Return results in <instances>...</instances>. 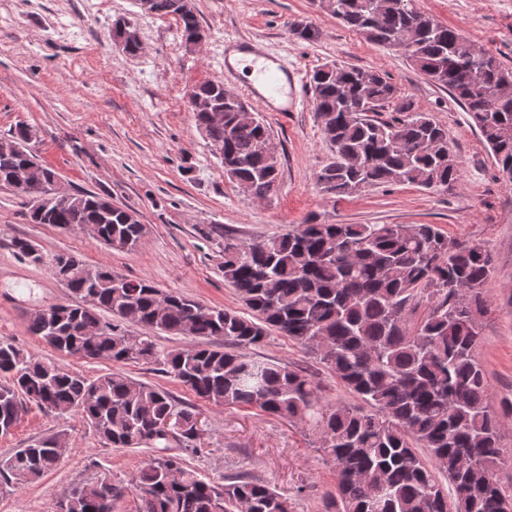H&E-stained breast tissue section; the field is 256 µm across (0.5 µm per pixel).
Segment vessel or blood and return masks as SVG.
I'll return each mask as SVG.
<instances>
[{
	"instance_id": "obj_1",
	"label": "vessel or blood",
	"mask_w": 512,
	"mask_h": 512,
	"mask_svg": "<svg viewBox=\"0 0 512 512\" xmlns=\"http://www.w3.org/2000/svg\"><path fill=\"white\" fill-rule=\"evenodd\" d=\"M249 53L243 62V87L247 94L266 112H295L304 101V84L299 71L288 65L280 53L262 42L240 43L225 40L217 54L221 73H231L229 53L237 47Z\"/></svg>"
}]
</instances>
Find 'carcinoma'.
Instances as JSON below:
<instances>
[{
    "instance_id": "carcinoma-1",
    "label": "carcinoma",
    "mask_w": 512,
    "mask_h": 512,
    "mask_svg": "<svg viewBox=\"0 0 512 512\" xmlns=\"http://www.w3.org/2000/svg\"><path fill=\"white\" fill-rule=\"evenodd\" d=\"M333 16L367 40L402 52L431 82L448 90L472 118L498 168H512V69L456 29L419 10L416 0H335ZM153 14L173 16L184 40L201 26L181 0H153ZM314 110L332 158L317 184L336 198L370 187L412 185L451 190L458 179L448 131L426 112L397 105L400 117L376 114L396 99L395 86L376 70L324 64L310 77ZM241 100H224L218 81L193 87L189 111L210 140L224 143V177L247 182L262 200L278 185L277 156L259 149L270 128L248 121ZM223 119L212 120V111ZM30 128L9 131L0 149V187L14 172L33 169L51 183L55 173L29 149ZM34 224L78 228L102 245L135 249L143 225L127 210L94 193L68 202L43 198L29 214ZM15 253L35 263L43 256L16 239ZM67 284L77 304H57L48 317L29 321V332L60 353L115 363L158 364L197 398L227 407L257 409L301 422L317 434L336 472L325 512H503L512 501L497 469L512 460L500 446V417L491 385L476 358L480 317L488 312L483 285L494 271L479 243L448 237L436 224H322L309 221L252 242L224 239V281L249 310L209 307L151 281L123 278L70 256ZM425 307L423 317L417 316ZM110 315L102 318L101 312ZM145 329L128 336L125 323ZM311 351L359 400L329 402L306 372L254 356L271 332ZM190 339L159 355L157 333ZM80 414L100 442L114 448L155 450L132 478L141 494L139 512H292L288 498L258 479L224 483L200 477L171 444L198 438V414L178 408L161 387L120 371L93 380L54 362L28 356L0 339V433H9L25 405ZM170 417L168 431L155 429ZM61 434L17 449L0 466L23 484L54 470ZM96 480L66 496V512H111Z\"/></svg>"
}]
</instances>
